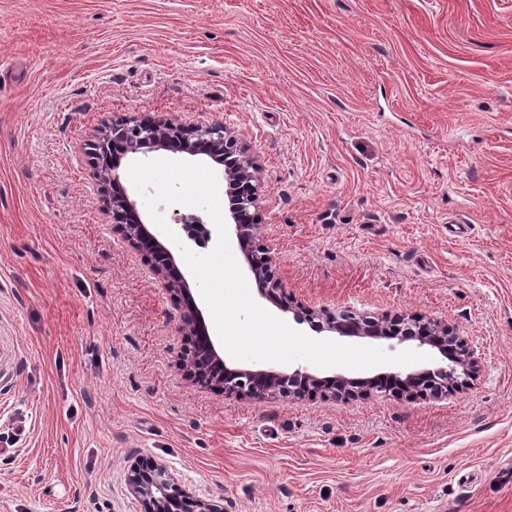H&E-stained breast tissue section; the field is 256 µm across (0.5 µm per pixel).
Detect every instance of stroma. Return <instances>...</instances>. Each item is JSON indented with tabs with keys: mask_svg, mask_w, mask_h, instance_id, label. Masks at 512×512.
I'll use <instances>...</instances> for the list:
<instances>
[{
	"mask_svg": "<svg viewBox=\"0 0 512 512\" xmlns=\"http://www.w3.org/2000/svg\"><path fill=\"white\" fill-rule=\"evenodd\" d=\"M130 114L244 136L283 303L446 322L474 385L188 380L85 155ZM139 458L224 512H512V0H0V512H140Z\"/></svg>",
	"mask_w": 512,
	"mask_h": 512,
	"instance_id": "1",
	"label": "stroma"
}]
</instances>
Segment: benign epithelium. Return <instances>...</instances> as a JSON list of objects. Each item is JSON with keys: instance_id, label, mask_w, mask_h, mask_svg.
<instances>
[{"instance_id": "7a95c632", "label": "benign epithelium", "mask_w": 512, "mask_h": 512, "mask_svg": "<svg viewBox=\"0 0 512 512\" xmlns=\"http://www.w3.org/2000/svg\"><path fill=\"white\" fill-rule=\"evenodd\" d=\"M195 133L197 139L209 144L211 159L224 166L225 195L239 251L248 271L259 282L260 294L273 300L281 289L280 282L272 274L276 263L275 249L259 239L260 225L244 220L250 211L259 208L260 167L256 158L241 134L227 128L222 121L200 125ZM116 139H132L140 143L142 148L138 153L143 155L161 147L175 153L198 155L197 143L183 136V126L178 120L146 121L130 115L118 122L103 120L93 129L86 143L90 159L95 160L108 152L111 142ZM121 160L122 157L113 156L111 167H104L96 173L98 190L104 211L112 215V228L145 256V249L158 251L163 249V245L148 229L136 200L126 190L114 197L107 194L109 184L121 183ZM175 223L188 240L201 248L208 247L214 240V229L207 227L196 215L178 213ZM152 268L174 299H185L186 310L179 332L187 337L189 343L196 344L197 352L193 357L188 351H182L177 358L178 367L186 370L197 382L224 395L241 399L291 397L299 394L296 383L300 381L313 395L319 393L331 399H350L369 397L383 391L382 381L389 379L397 381L411 396L438 399L473 384L480 371L482 353L446 323L410 315L404 324L394 326L382 317L350 309L338 316L308 310L304 314H295V319L299 324H308L316 333L385 340L392 347L403 344L427 347L437 351L441 359L405 374L388 371L366 378L340 373L323 376L303 366L288 370L232 367L221 357L212 337L202 328V312L191 294L187 278L173 258H168L163 267L154 264ZM126 484L130 495L139 503L140 512H223L215 502L196 497L186 490L177 476L156 460H135L127 472Z\"/></svg>"}]
</instances>
